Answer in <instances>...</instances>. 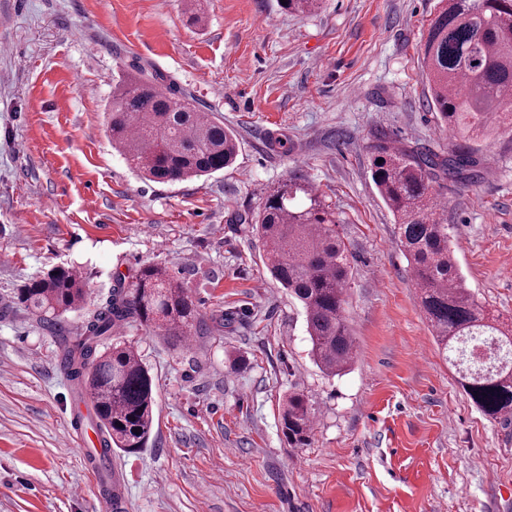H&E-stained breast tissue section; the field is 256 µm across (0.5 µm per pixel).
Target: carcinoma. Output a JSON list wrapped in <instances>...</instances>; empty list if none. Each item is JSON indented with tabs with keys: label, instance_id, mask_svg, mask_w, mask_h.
I'll use <instances>...</instances> for the list:
<instances>
[{
	"label": "carcinoma",
	"instance_id": "cac0c4a2",
	"mask_svg": "<svg viewBox=\"0 0 512 512\" xmlns=\"http://www.w3.org/2000/svg\"><path fill=\"white\" fill-rule=\"evenodd\" d=\"M420 50L431 104L455 131L448 150L374 146L372 175L398 224V243L419 288L418 303L462 386L486 416H512V325L484 313L460 275L448 246L447 217L433 192L440 180H471L477 161L471 144L512 129V0H441ZM321 0H286L283 9L310 14ZM464 95L453 93L458 80ZM108 130L115 148L142 178L175 183L232 165L238 139L189 95L162 90L156 80L124 83L112 96ZM265 246L271 276L302 305L316 364L336 375L355 357L345 317L350 254L336 234V213L309 182L290 178L270 192L251 217ZM17 299L59 325L87 300L83 281L57 266L19 289ZM139 323L175 346L200 327L187 288L158 264L135 280L117 282L72 338L58 330L60 367L76 396L93 405L91 424L103 434L91 460L112 478L115 449L147 447L154 425V383L137 350L114 336L116 326ZM313 429L307 399L292 393L282 409L288 443L305 446Z\"/></svg>",
	"mask_w": 512,
	"mask_h": 512
}]
</instances>
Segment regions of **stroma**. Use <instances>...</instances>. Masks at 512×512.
<instances>
[{
    "instance_id": "stroma-1",
    "label": "stroma",
    "mask_w": 512,
    "mask_h": 512,
    "mask_svg": "<svg viewBox=\"0 0 512 512\" xmlns=\"http://www.w3.org/2000/svg\"><path fill=\"white\" fill-rule=\"evenodd\" d=\"M0 0V512H100V479L70 440L75 393L58 343L17 300L75 266L88 293L69 334L117 281L168 266L203 325L174 347L123 326L155 385L147 448L112 456L125 512H512V418L485 416L438 349L372 147L448 148L420 45L440 0ZM156 72L239 139L235 164L141 180L106 132L114 86ZM448 199V244L475 302L512 319V131L477 146ZM299 175L335 209L352 276L357 357L313 362L300 303L271 279L244 223ZM313 415L283 435L288 393ZM312 429L313 416L307 399L302 394H289L282 409V430L288 443L296 447L307 445Z\"/></svg>"
}]
</instances>
